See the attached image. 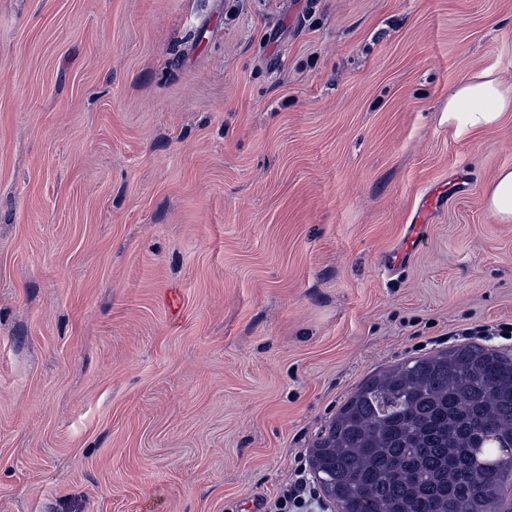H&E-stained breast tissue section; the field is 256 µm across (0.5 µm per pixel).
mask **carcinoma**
Wrapping results in <instances>:
<instances>
[{
  "label": "carcinoma",
  "instance_id": "cac0c4a2",
  "mask_svg": "<svg viewBox=\"0 0 512 512\" xmlns=\"http://www.w3.org/2000/svg\"><path fill=\"white\" fill-rule=\"evenodd\" d=\"M312 466L339 512H496L512 482V358L467 343L369 377Z\"/></svg>",
  "mask_w": 512,
  "mask_h": 512
}]
</instances>
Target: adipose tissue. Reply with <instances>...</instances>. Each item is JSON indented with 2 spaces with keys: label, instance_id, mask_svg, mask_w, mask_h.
Masks as SVG:
<instances>
[{
  "label": "adipose tissue",
  "instance_id": "1",
  "mask_svg": "<svg viewBox=\"0 0 512 512\" xmlns=\"http://www.w3.org/2000/svg\"><path fill=\"white\" fill-rule=\"evenodd\" d=\"M445 111L449 122L463 131L497 124L512 112V88L492 71H479L452 89Z\"/></svg>",
  "mask_w": 512,
  "mask_h": 512
}]
</instances>
